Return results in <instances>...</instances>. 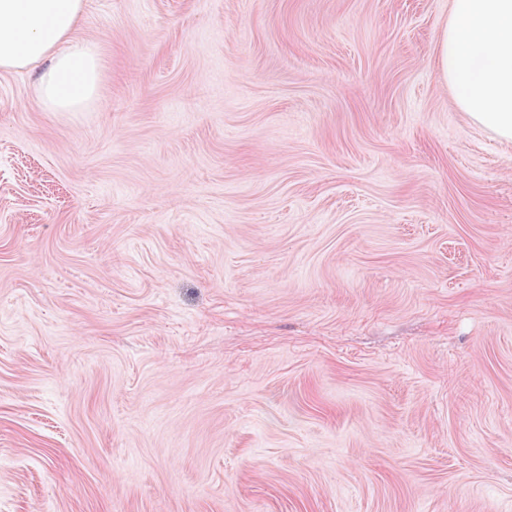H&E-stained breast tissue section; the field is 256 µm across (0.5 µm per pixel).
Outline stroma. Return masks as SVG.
<instances>
[{
	"instance_id": "35a3bbf8",
	"label": "stroma",
	"mask_w": 512,
	"mask_h": 512,
	"mask_svg": "<svg viewBox=\"0 0 512 512\" xmlns=\"http://www.w3.org/2000/svg\"><path fill=\"white\" fill-rule=\"evenodd\" d=\"M0 72V512H512V141L449 0H86ZM86 0H0V71L36 72L48 112H83L97 98L105 62L76 36Z\"/></svg>"
}]
</instances>
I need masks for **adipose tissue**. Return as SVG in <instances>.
Masks as SVG:
<instances>
[{"instance_id":"adipose-tissue-1","label":"adipose tissue","mask_w":512,"mask_h":512,"mask_svg":"<svg viewBox=\"0 0 512 512\" xmlns=\"http://www.w3.org/2000/svg\"><path fill=\"white\" fill-rule=\"evenodd\" d=\"M86 0H0V71L32 72L46 111L81 112L97 98L105 62L77 32ZM436 67L458 108L512 140V0H450Z\"/></svg>"}]
</instances>
